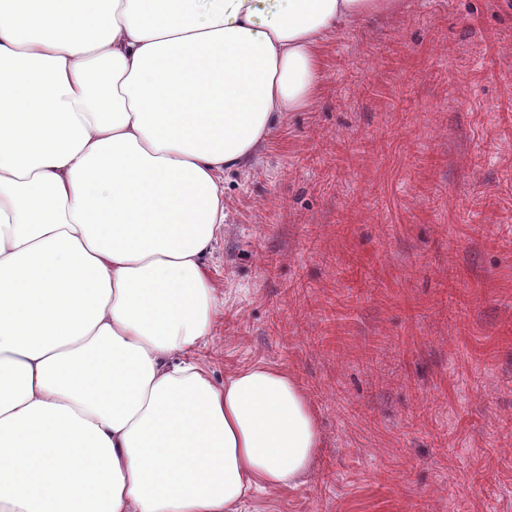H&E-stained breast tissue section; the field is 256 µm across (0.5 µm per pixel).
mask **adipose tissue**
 <instances>
[{
	"instance_id": "obj_1",
	"label": "adipose tissue",
	"mask_w": 512,
	"mask_h": 512,
	"mask_svg": "<svg viewBox=\"0 0 512 512\" xmlns=\"http://www.w3.org/2000/svg\"><path fill=\"white\" fill-rule=\"evenodd\" d=\"M394 0H0V512H242L311 475L317 417L196 356L246 170Z\"/></svg>"
}]
</instances>
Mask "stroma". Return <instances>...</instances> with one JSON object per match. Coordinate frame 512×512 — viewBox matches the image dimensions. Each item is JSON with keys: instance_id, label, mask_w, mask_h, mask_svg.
I'll return each mask as SVG.
<instances>
[{"instance_id": "obj_1", "label": "stroma", "mask_w": 512, "mask_h": 512, "mask_svg": "<svg viewBox=\"0 0 512 512\" xmlns=\"http://www.w3.org/2000/svg\"><path fill=\"white\" fill-rule=\"evenodd\" d=\"M397 4L224 176L199 356L288 369L322 431L246 512H512V0Z\"/></svg>"}]
</instances>
